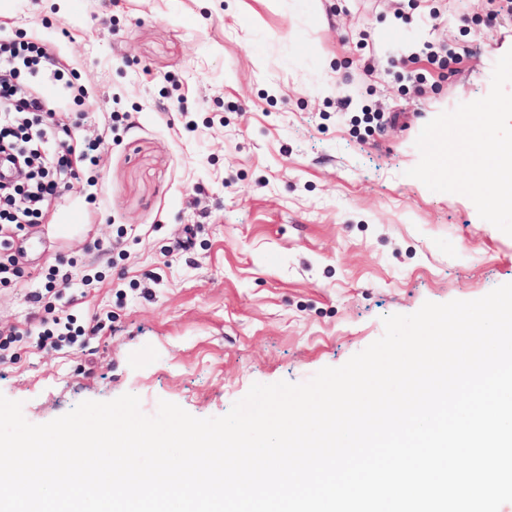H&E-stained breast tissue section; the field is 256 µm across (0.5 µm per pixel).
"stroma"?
<instances>
[{
    "label": "stroma",
    "mask_w": 512,
    "mask_h": 512,
    "mask_svg": "<svg viewBox=\"0 0 512 512\" xmlns=\"http://www.w3.org/2000/svg\"><path fill=\"white\" fill-rule=\"evenodd\" d=\"M491 0H0V35L54 46L71 144L113 123L15 243L0 395L44 424L139 397L197 418L300 383L425 302L512 283V236L408 171L512 49ZM83 96H76L75 87ZM61 288L48 287L52 274ZM92 326L36 337L46 308Z\"/></svg>",
    "instance_id": "35a3bbf8"
}]
</instances>
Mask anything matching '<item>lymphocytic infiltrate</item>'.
<instances>
[{
	"label": "lymphocytic infiltrate",
	"mask_w": 512,
	"mask_h": 512,
	"mask_svg": "<svg viewBox=\"0 0 512 512\" xmlns=\"http://www.w3.org/2000/svg\"><path fill=\"white\" fill-rule=\"evenodd\" d=\"M48 59L45 47L0 40V156L30 172L23 186L0 178V223L18 228L34 223L59 184L74 176L73 160L96 161L105 142L100 136L78 150L59 144V125L45 109L40 86L19 81L20 68L34 70Z\"/></svg>",
	"instance_id": "f902f5d3"
}]
</instances>
